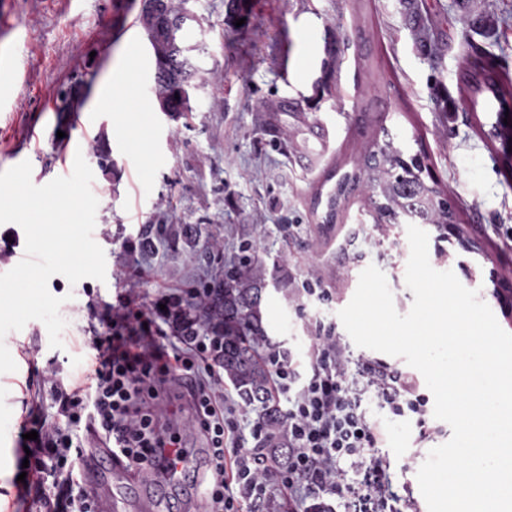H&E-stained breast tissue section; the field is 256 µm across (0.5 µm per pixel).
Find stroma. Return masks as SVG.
Returning <instances> with one entry per match:
<instances>
[{
	"mask_svg": "<svg viewBox=\"0 0 512 512\" xmlns=\"http://www.w3.org/2000/svg\"><path fill=\"white\" fill-rule=\"evenodd\" d=\"M17 28L0 35V62L17 82L0 91V172L22 161L42 186L57 178L81 150L94 174L99 201L95 242L106 258V278L69 283L53 276L48 288L63 304L62 348L49 346L46 327L33 320L4 340L17 364L0 374V471L8 475V504L0 512H22L16 490L21 457L20 424L35 406L38 373L54 365L64 384L86 371L93 352L85 340L107 305L127 288L153 297L236 261L238 247L251 241L262 258L266 288L263 320L272 342L303 352L305 322L295 311L292 290L316 275L336 291L321 307L337 333L338 313L352 299L361 272L380 268L399 313L414 299L405 283L410 255L406 227L379 224L362 191L352 193L333 226L321 224L314 198L333 169L349 170L350 159L386 127L396 147L424 150L431 174L455 202L464 251L446 242L449 260H432L439 271L471 269L462 284L478 291L499 325L512 333V314L496 298L512 289V175L499 139L490 136L495 112L471 111L459 87L471 58L492 53L512 72V19L488 37L476 34L455 0H424L436 32L446 44L439 64L420 54L403 24L399 0H366L354 11L350 0H250L249 23L237 32L226 21L225 0H191L200 24H189L188 43L203 42L196 55L203 85L189 119L160 112L153 93L151 48L135 19L140 0H15ZM336 48V81L320 97L315 82L327 44ZM82 80L88 87L77 111L60 112L61 89ZM308 99L306 117L331 135V152L317 167L286 162L273 133L255 129L256 107L266 99ZM39 131L40 144L29 141ZM106 139L112 159L102 170L91 152L94 138ZM170 230L190 226L212 236L218 248L192 252L169 233L145 252H130L142 225ZM349 246L344 262L341 246ZM394 490L418 491L417 472L428 456L414 449V419H390Z\"/></svg>",
	"mask_w": 512,
	"mask_h": 512,
	"instance_id": "obj_1",
	"label": "stroma"
}]
</instances>
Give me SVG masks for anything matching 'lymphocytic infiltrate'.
Returning <instances> with one entry per match:
<instances>
[{
  "label": "lymphocytic infiltrate",
  "mask_w": 512,
  "mask_h": 512,
  "mask_svg": "<svg viewBox=\"0 0 512 512\" xmlns=\"http://www.w3.org/2000/svg\"><path fill=\"white\" fill-rule=\"evenodd\" d=\"M207 294L196 286L166 288L150 300L119 294L92 329L95 360L83 376L68 388L55 367L43 371L54 412L33 410L21 426L38 434L27 443L31 476L19 489L26 512H98L82 480L80 427L133 467L165 464L169 449L183 445L182 428H195L207 457L190 483L206 512H264L274 492L333 503L339 512H417L412 494L392 489L371 410L415 417L418 444L432 441L439 429L426 419L420 380L385 359L354 355L333 324L307 315L303 356L278 344L262 349L273 395L287 403L290 454L285 465H272L259 421L227 389L224 339L199 313ZM172 402L188 409L184 424L168 417Z\"/></svg>",
  "instance_id": "f902f5d3"
}]
</instances>
